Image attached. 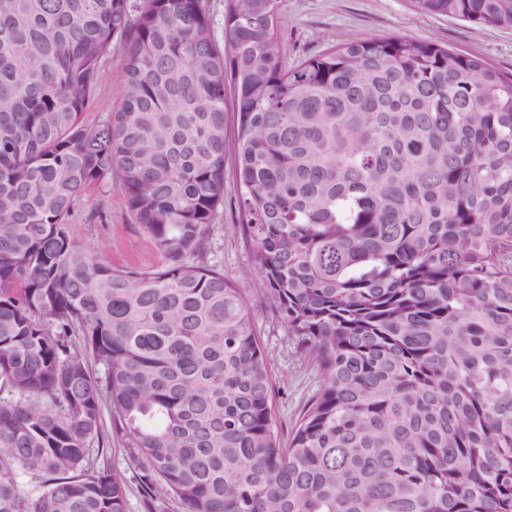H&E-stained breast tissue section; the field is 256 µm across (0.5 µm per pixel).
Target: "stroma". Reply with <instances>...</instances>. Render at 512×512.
I'll return each instance as SVG.
<instances>
[{
	"instance_id": "35a3bbf8",
	"label": "stroma",
	"mask_w": 512,
	"mask_h": 512,
	"mask_svg": "<svg viewBox=\"0 0 512 512\" xmlns=\"http://www.w3.org/2000/svg\"><path fill=\"white\" fill-rule=\"evenodd\" d=\"M286 32L284 62L295 65L303 58L332 48L341 37L373 39L399 35L435 42L456 52L476 56L489 66L512 73V29L470 23L445 15L417 11L411 0H279ZM125 48L116 41L105 61V74L95 99L83 118L94 126L106 120L119 103V76ZM234 152L224 161V202L209 226L205 260L223 269L256 313V330L268 360L274 385L273 409L281 433H289L306 402L318 391L320 378L296 338L275 313L260 302L258 284L250 273V245L240 235ZM71 236L92 246H101L113 266L140 271L156 269L163 262L153 238L131 216L123 195L114 185L91 186L76 202ZM101 450L95 465H107L121 478L127 512H182L173 501L150 502L144 492V477L128 462L124 440L112 426L110 413H103Z\"/></svg>"
}]
</instances>
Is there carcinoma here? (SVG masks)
I'll return each mask as SVG.
<instances>
[{"mask_svg": "<svg viewBox=\"0 0 512 512\" xmlns=\"http://www.w3.org/2000/svg\"><path fill=\"white\" fill-rule=\"evenodd\" d=\"M413 3L512 28V0ZM283 54L278 0H227L222 47L203 0H0V512H127L105 403L182 512H512V74L400 36ZM229 83L239 231L321 379L286 445L255 314L201 258ZM112 181L158 268L69 235ZM124 62V44L114 41L111 52L105 61V74L97 87L94 102L90 109L83 114L84 121L88 126H95L103 122L119 106L118 84Z\"/></svg>", "mask_w": 512, "mask_h": 512, "instance_id": "1", "label": "carcinoma"}]
</instances>
